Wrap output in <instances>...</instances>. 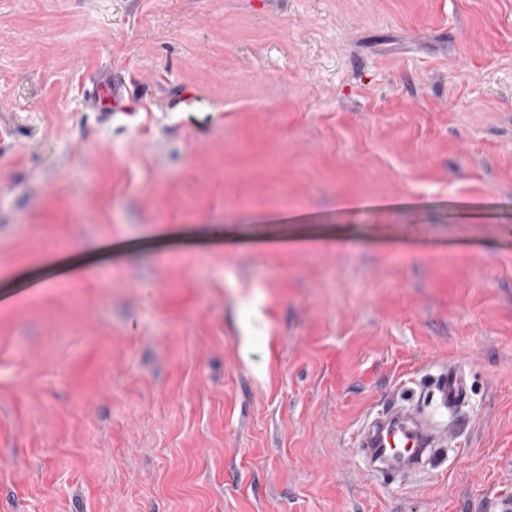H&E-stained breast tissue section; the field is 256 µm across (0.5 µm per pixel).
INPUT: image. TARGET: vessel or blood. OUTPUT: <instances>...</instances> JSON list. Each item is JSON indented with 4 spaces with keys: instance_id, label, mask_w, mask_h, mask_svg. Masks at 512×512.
Masks as SVG:
<instances>
[{
    "instance_id": "1",
    "label": "vessel or blood",
    "mask_w": 512,
    "mask_h": 512,
    "mask_svg": "<svg viewBox=\"0 0 512 512\" xmlns=\"http://www.w3.org/2000/svg\"><path fill=\"white\" fill-rule=\"evenodd\" d=\"M114 78L88 74L85 83L87 104L97 112L120 111L128 90L124 67H116ZM443 406L454 408L466 397L459 367H449L437 384ZM437 447L431 426L423 421L414 408L386 406L365 422L359 439L361 453L375 471L386 474L419 468L429 451Z\"/></svg>"
}]
</instances>
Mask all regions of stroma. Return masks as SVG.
Instances as JSON below:
<instances>
[{
	"label": "stroma",
	"mask_w": 512,
	"mask_h": 512,
	"mask_svg": "<svg viewBox=\"0 0 512 512\" xmlns=\"http://www.w3.org/2000/svg\"><path fill=\"white\" fill-rule=\"evenodd\" d=\"M391 403L421 471L358 448ZM504 494L512 0H0V512ZM112 71L117 76L114 83L112 77L104 78L93 73L88 74L85 79L88 106L96 112H106L108 116H112V112H125V106H120V103L125 92H128L125 66H118ZM437 392L441 404L445 407L456 408L464 401L466 390L459 367H448V372L441 377L437 384ZM416 413L411 407L385 406L367 419L358 446L374 471L416 470L429 450L436 451L434 430Z\"/></svg>",
	"instance_id": "stroma-1"
}]
</instances>
